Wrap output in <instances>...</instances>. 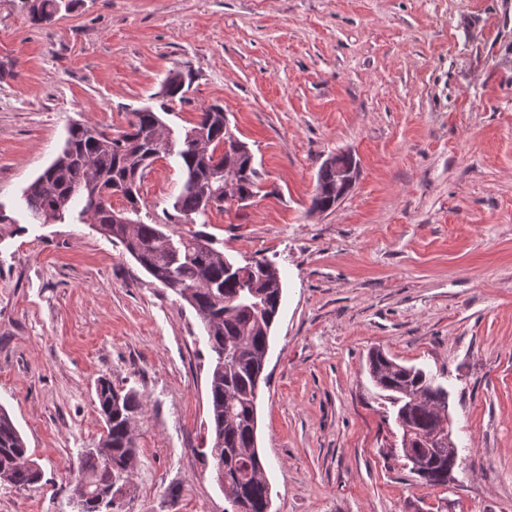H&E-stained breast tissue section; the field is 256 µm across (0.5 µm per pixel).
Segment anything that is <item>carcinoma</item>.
Returning a JSON list of instances; mask_svg holds the SVG:
<instances>
[{"label": "carcinoma", "mask_w": 512, "mask_h": 512, "mask_svg": "<svg viewBox=\"0 0 512 512\" xmlns=\"http://www.w3.org/2000/svg\"><path fill=\"white\" fill-rule=\"evenodd\" d=\"M57 0H28L34 25L52 20ZM181 74L171 72L164 81L166 97L183 96ZM127 128L112 134L105 129L75 124L52 163L27 187L25 202L41 224L64 222L73 210L99 233L123 245L132 258L156 281L191 306L208 329L212 367L209 376V448L204 457L212 465L224 463V498L234 512H267L270 498L265 464L257 447L255 394L264 376L271 330L282 299V278L269 263H236L227 271L224 253L206 232L188 236L164 231L181 219L195 222L216 207L223 208L224 161L212 150L224 141V109L211 105L182 139L178 155L184 182L172 204L173 212L141 216L139 185L145 171L165 151L164 124L158 111L143 107L132 112ZM231 160L237 167L236 192L252 197L260 175L248 144L237 140ZM343 190L336 181V164L323 162L311 210L325 212L338 203ZM120 196L126 201L123 222H112L111 205L104 200ZM370 377L396 408V417L411 427L430 432L448 419V390L420 368L398 363L380 350L369 353ZM98 406L105 421L99 447L109 453L102 460L84 450L78 457L74 488L79 512H99L97 494L119 483L131 488L130 476L138 449L133 434L144 402L133 389L123 391L101 382ZM414 456L429 472L422 484H448V448H413ZM27 443L9 413L0 408V483L27 487L41 475L25 465Z\"/></svg>", "instance_id": "carcinoma-1"}]
</instances>
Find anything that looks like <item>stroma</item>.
Instances as JSON below:
<instances>
[{
	"label": "stroma",
	"mask_w": 512,
	"mask_h": 512,
	"mask_svg": "<svg viewBox=\"0 0 512 512\" xmlns=\"http://www.w3.org/2000/svg\"><path fill=\"white\" fill-rule=\"evenodd\" d=\"M171 71L184 98L160 94ZM214 103L261 179L204 230L283 280L258 402L271 512H512V0H59L41 25L0 0V407L42 470L0 485V512H78L103 379L145 403L123 512H232L200 454L197 314L93 225L32 223L22 196L72 124L116 133L149 105L177 136ZM343 151L352 191L311 211ZM182 183L178 156L156 161L140 200L162 212ZM374 348L447 387V485L406 465Z\"/></svg>",
	"instance_id": "1"
}]
</instances>
